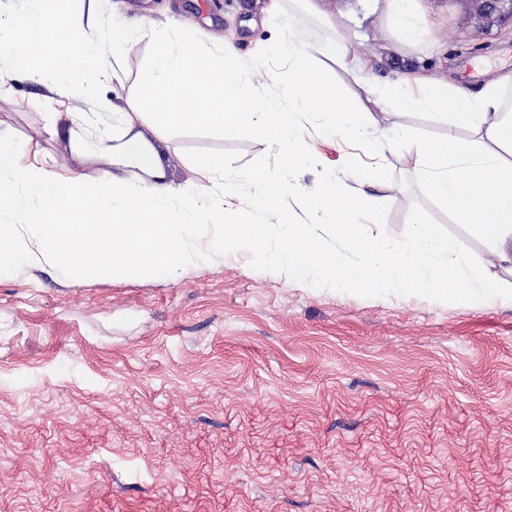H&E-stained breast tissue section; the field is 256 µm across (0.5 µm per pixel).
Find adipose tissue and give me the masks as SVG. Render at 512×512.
Wrapping results in <instances>:
<instances>
[{"label": "adipose tissue", "instance_id": "1", "mask_svg": "<svg viewBox=\"0 0 512 512\" xmlns=\"http://www.w3.org/2000/svg\"><path fill=\"white\" fill-rule=\"evenodd\" d=\"M50 2L19 0L17 10L0 11V97L10 94L20 73L51 83L50 127L65 126L74 151L101 155L108 166L91 180L65 181L47 156L0 141V274L23 266L77 283L143 280L246 251L271 271L344 290L392 288L443 298L451 292L470 298L512 295V281L497 271L512 245V106L503 97L512 89V72L478 89L424 70L376 84L370 80L372 59L353 52L348 28L326 13L323 0H266V18L280 22L275 52L288 63V96L281 99L261 92L232 43L197 47L178 22L150 35L104 30L95 10L63 12L50 9ZM302 16L329 32L324 49L357 86V98L347 99L311 68L295 31ZM387 18L401 44L425 47L417 0H387ZM145 38L153 51L142 91L131 111H115L103 91L111 60ZM81 95L91 97L90 111L72 109V99ZM379 102L392 113L423 112L447 126L445 135L433 138L395 126L392 139L376 141L372 157L397 153L453 223L481 238L482 253L458 251L421 210L411 217L405 239L367 237L361 220L377 205L365 190L373 182L370 167L362 171L363 188L346 190L327 175L301 194L302 207L325 226V234L284 212L280 221L286 229L267 248L269 227L238 210L237 186L248 183L261 201L271 203L296 192L292 182H269L258 169L229 170L223 155L212 154L198 163L205 183L176 192L164 183L158 154L131 132L136 120L148 116L161 127L206 124L227 135L254 131L290 173L312 160L298 110L317 112L326 126L356 140L373 125L371 106ZM107 115L129 129V136L113 138L103 126ZM115 165L130 169V177L113 175Z\"/></svg>", "mask_w": 512, "mask_h": 512}]
</instances>
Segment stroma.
I'll return each mask as SVG.
<instances>
[{"label":"stroma","instance_id":"1","mask_svg":"<svg viewBox=\"0 0 512 512\" xmlns=\"http://www.w3.org/2000/svg\"><path fill=\"white\" fill-rule=\"evenodd\" d=\"M262 0H97L103 26L163 30L170 19L197 40L235 44L262 92L279 96L284 71L269 25H251ZM432 50L398 51L383 0H325L379 81L399 64L482 79L475 63L512 68V24L475 35L466 0H420ZM149 40L113 60L105 92L121 109L142 88ZM48 90L19 79L0 101V137L28 142L61 178L97 176L103 159L71 151L46 128ZM373 135L401 124L444 133L422 112L375 106ZM298 120L316 165L355 187L351 155L369 142ZM137 132L161 154L165 181H203L198 156L229 169L284 173L264 140L208 125ZM366 235L403 239L425 211L462 250L474 231L451 221L396 154L378 173ZM0 512H512V301L377 288L339 290L257 266L251 255L170 277L75 284L41 270L0 277Z\"/></svg>","mask_w":512,"mask_h":512}]
</instances>
